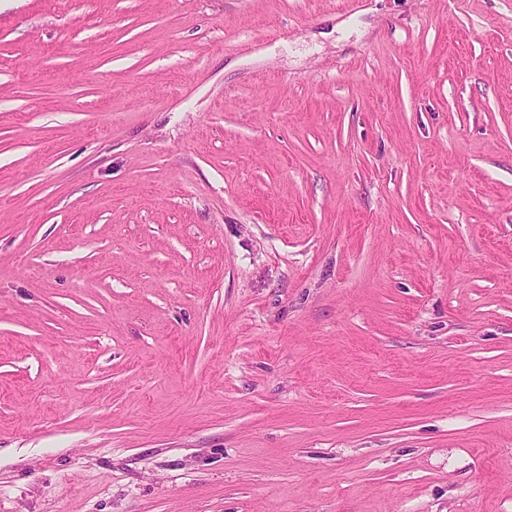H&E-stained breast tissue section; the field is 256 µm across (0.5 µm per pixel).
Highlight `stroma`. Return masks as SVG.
<instances>
[{"mask_svg":"<svg viewBox=\"0 0 512 512\" xmlns=\"http://www.w3.org/2000/svg\"><path fill=\"white\" fill-rule=\"evenodd\" d=\"M0 512H512V0H0Z\"/></svg>","mask_w":512,"mask_h":512,"instance_id":"35a3bbf8","label":"stroma"}]
</instances>
